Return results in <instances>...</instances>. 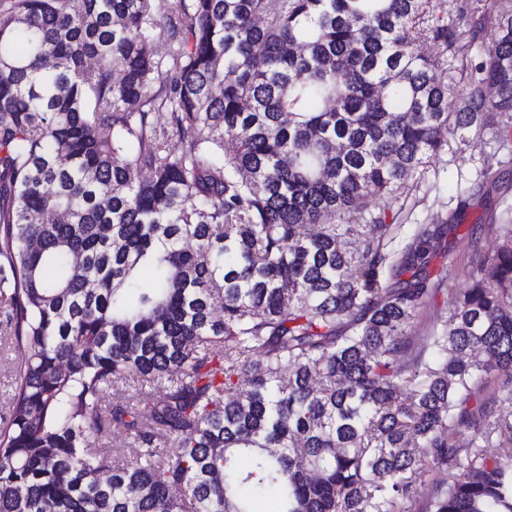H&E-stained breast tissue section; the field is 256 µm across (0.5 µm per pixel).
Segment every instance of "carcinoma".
I'll return each instance as SVG.
<instances>
[{
	"label": "carcinoma",
	"instance_id": "1",
	"mask_svg": "<svg viewBox=\"0 0 512 512\" xmlns=\"http://www.w3.org/2000/svg\"><path fill=\"white\" fill-rule=\"evenodd\" d=\"M442 6L0 0V289L26 352L0 512H412L443 467L428 512H512V457L455 438L493 370L512 419V224L462 292L427 280L439 225L399 244L368 206L425 179L444 128L512 154V9L472 60L489 3L462 28ZM437 291L448 319L410 335ZM130 379L154 392L102 414ZM114 425L136 460L90 441ZM454 472L450 468H440L430 473L422 484L417 487L416 507L413 512H425V506L430 499L436 484L448 482Z\"/></svg>",
	"mask_w": 512,
	"mask_h": 512
}]
</instances>
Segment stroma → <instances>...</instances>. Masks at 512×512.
<instances>
[{
    "label": "stroma",
    "instance_id": "35a3bbf8",
    "mask_svg": "<svg viewBox=\"0 0 512 512\" xmlns=\"http://www.w3.org/2000/svg\"><path fill=\"white\" fill-rule=\"evenodd\" d=\"M490 183L485 191L469 194L480 174ZM465 195V207H458V195ZM461 209L457 226L450 227L434 249L428 271L431 277H444L457 288H468L482 257L492 256L497 227L512 224V163H504L497 151L492 130H485L470 142H450L447 151L435 158L426 183L408 200L398 223L405 228L417 224H447L453 209Z\"/></svg>",
    "mask_w": 512,
    "mask_h": 512
}]
</instances>
